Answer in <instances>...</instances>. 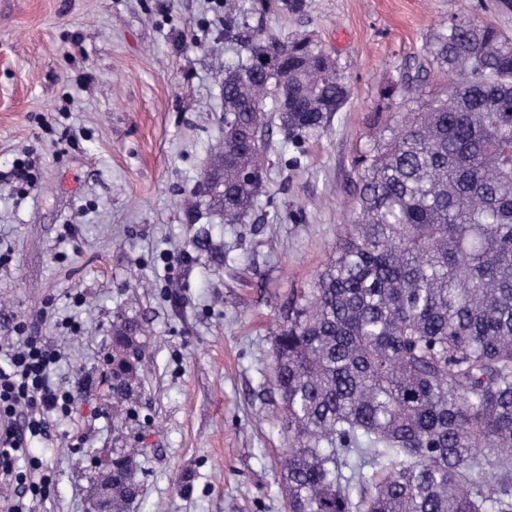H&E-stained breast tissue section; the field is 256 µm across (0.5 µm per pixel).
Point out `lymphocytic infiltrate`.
<instances>
[{
    "instance_id": "1",
    "label": "lymphocytic infiltrate",
    "mask_w": 512,
    "mask_h": 512,
    "mask_svg": "<svg viewBox=\"0 0 512 512\" xmlns=\"http://www.w3.org/2000/svg\"><path fill=\"white\" fill-rule=\"evenodd\" d=\"M14 332L16 341L0 344V480L16 493L9 512H27V499L41 496L49 478L24 445L45 435L52 418L70 416L74 397L51 381L59 346L23 322Z\"/></svg>"
}]
</instances>
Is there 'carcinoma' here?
<instances>
[{
  "label": "carcinoma",
  "mask_w": 512,
  "mask_h": 512,
  "mask_svg": "<svg viewBox=\"0 0 512 512\" xmlns=\"http://www.w3.org/2000/svg\"><path fill=\"white\" fill-rule=\"evenodd\" d=\"M246 45L224 69V150L209 164L226 224L267 193L274 132L312 137L349 96L308 36L258 30ZM424 53L382 90L404 120L369 114L351 223L274 336L288 512H512V37L454 15ZM135 331L112 327L116 409L143 364L126 356L143 349ZM133 462L112 457L113 512L138 494Z\"/></svg>",
  "instance_id": "1"
}]
</instances>
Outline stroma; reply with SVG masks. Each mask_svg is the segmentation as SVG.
Listing matches in <instances>:
<instances>
[{
    "mask_svg": "<svg viewBox=\"0 0 512 512\" xmlns=\"http://www.w3.org/2000/svg\"><path fill=\"white\" fill-rule=\"evenodd\" d=\"M240 2L228 27L224 0H0V336L27 322L61 344L52 380L75 398L29 443L52 479L31 512H92L120 448L139 451L127 512H285L276 326L351 215L367 117L395 109L382 88L460 4L304 0L267 16L280 41L310 34L350 95L301 145L274 135L266 195L227 224L201 179L224 142V69L258 23ZM29 159L32 185L11 180ZM123 319L147 362L116 418L100 372Z\"/></svg>",
    "mask_w": 512,
    "mask_h": 512,
    "instance_id": "obj_1",
    "label": "stroma"
}]
</instances>
